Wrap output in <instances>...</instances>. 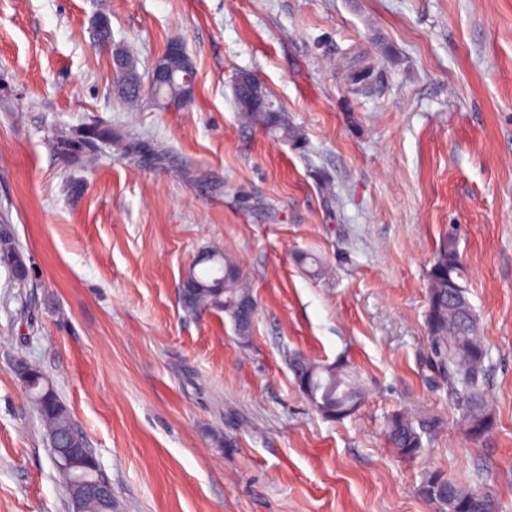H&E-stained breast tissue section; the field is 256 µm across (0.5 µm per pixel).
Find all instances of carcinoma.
<instances>
[{
	"instance_id": "carcinoma-1",
	"label": "carcinoma",
	"mask_w": 512,
	"mask_h": 512,
	"mask_svg": "<svg viewBox=\"0 0 512 512\" xmlns=\"http://www.w3.org/2000/svg\"><path fill=\"white\" fill-rule=\"evenodd\" d=\"M142 82L130 56L115 74L119 98L131 107L139 105L142 94L135 85ZM241 117L269 130L284 140L301 143L299 133L288 124L282 112H258L250 102L239 104ZM118 147L124 154L139 153L144 145L137 138L123 135L109 126L90 125L70 137H59L56 149L64 156L91 160L105 148ZM19 246L14 234L0 237V264L5 265ZM180 288L183 308L196 312L204 307L221 310L233 317L242 313L251 299L238 268L227 262L219 251L202 253ZM463 268L452 239L442 241L436 258L427 272V308L424 315L429 362L448 393L467 435L479 441L493 429L495 416L484 391L489 371V351L480 333L473 308L460 279ZM294 378L302 392L326 418L342 420L361 404L362 393L348 385L334 366H322L300 354L289 359ZM52 400L38 408L46 431L53 433L59 445L70 447L69 431L74 419L56 392ZM388 437L397 453L404 458L418 456L422 449L424 426H415L401 413L392 414L387 422ZM419 494L434 506L435 512H494L491 494L482 487L448 480L440 471L427 475Z\"/></svg>"
}]
</instances>
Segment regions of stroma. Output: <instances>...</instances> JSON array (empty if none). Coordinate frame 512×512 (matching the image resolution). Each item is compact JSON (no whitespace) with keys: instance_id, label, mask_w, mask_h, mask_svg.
<instances>
[{"instance_id":"35a3bbf8","label":"stroma","mask_w":512,"mask_h":512,"mask_svg":"<svg viewBox=\"0 0 512 512\" xmlns=\"http://www.w3.org/2000/svg\"><path fill=\"white\" fill-rule=\"evenodd\" d=\"M101 18L143 73L181 43L192 102L128 111ZM241 72L302 145L241 122ZM94 123L168 162L58 152ZM1 223L30 273L0 265V512H68L20 359L83 430L114 512H434V470L512 512V0H0ZM449 236L490 354L479 442L429 365L426 272ZM205 250L251 290L248 342L179 300ZM294 353L340 369L356 414L322 417ZM394 412L435 421L417 458L391 447Z\"/></svg>"}]
</instances>
